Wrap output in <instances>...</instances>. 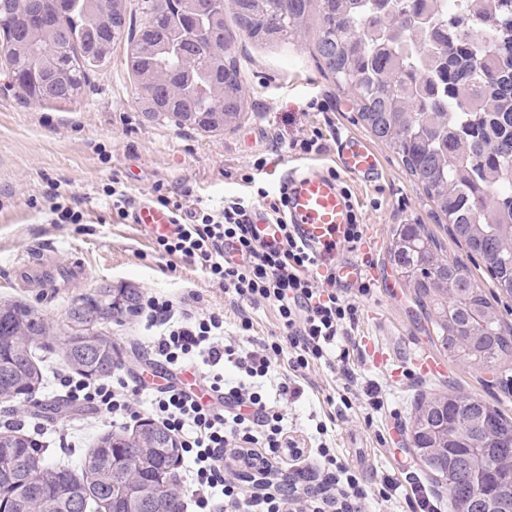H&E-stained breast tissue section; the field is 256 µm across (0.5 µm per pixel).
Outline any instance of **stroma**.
I'll list each match as a JSON object with an SVG mask.
<instances>
[{"instance_id": "obj_1", "label": "stroma", "mask_w": 512, "mask_h": 512, "mask_svg": "<svg viewBox=\"0 0 512 512\" xmlns=\"http://www.w3.org/2000/svg\"><path fill=\"white\" fill-rule=\"evenodd\" d=\"M316 15L288 41L257 45L231 31L229 57L236 63L246 111L237 126L220 133L179 128L164 118L144 114L138 83L128 65L129 45L117 39L107 62L91 71L82 91L71 99L33 103L21 98L0 50V301L35 305L53 330L64 324L73 300L102 286L134 288L179 301L188 293L201 296L204 306L222 312L226 331H233L236 312L222 288L194 266L178 263L168 272L152 256V236L140 225L119 218L104 189L120 179L137 204L149 203L156 187L170 190L181 183L193 188L196 199L216 207L224 198L246 194L240 175L255 158L265 156L262 180L278 188L288 169L328 171L336 166V144L355 133L358 124L351 96L322 74L315 58ZM321 129L324 153L299 157L288 145ZM383 161L376 182L365 184L347 177L369 240L371 261L383 273L369 295L358 296L362 317L356 342L361 367L382 387L388 407L366 423L362 413L337 420L332 438L343 457L361 463L368 475L378 472L428 473L411 439V415L416 404L436 394H465L498 406L512 415V357L489 371L447 359L445 375H421L413 366L415 352L441 354L424 310L389 259L398 225L422 224L435 236L445 256L467 266L486 292L494 286L484 267L471 261L465 245L451 234L443 215L408 174L398 156L378 145ZM80 200L84 220L56 224L50 214L53 187ZM46 256L55 272L52 287L36 279H16L17 266ZM119 349V366L129 378L156 383L162 366L144 349V330L138 317L100 324ZM48 382L36 393L37 404L13 402V417L23 435L43 424L45 456L55 464L78 469L83 455L98 437L110 432L109 420L90 409L55 397L54 375L63 368L56 340L36 351ZM341 373L311 370L301 397L284 406L288 429L298 439L315 437L323 419L325 396L341 392ZM73 429L76 445L55 446L58 425Z\"/></svg>"}]
</instances>
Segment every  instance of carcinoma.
Masks as SVG:
<instances>
[{
	"label": "carcinoma",
	"mask_w": 512,
	"mask_h": 512,
	"mask_svg": "<svg viewBox=\"0 0 512 512\" xmlns=\"http://www.w3.org/2000/svg\"><path fill=\"white\" fill-rule=\"evenodd\" d=\"M50 27L21 51L27 14L0 0V42L28 98L65 100L107 58L115 25L126 28L124 0H42ZM237 29L261 43L282 41L318 8L320 69L353 96L357 120L401 159L448 218L455 238L479 259L495 287L512 297V0H466L448 13L438 0H229ZM188 0H139L129 28L135 77L147 72L178 88L159 115L176 126L217 132L237 124L245 105L240 72L210 57L204 67L186 25ZM278 21L272 22L270 18ZM224 47V12L203 21ZM390 260L427 312L442 349L458 361L492 368L512 355L485 288L443 256L421 224L395 230ZM134 288H100L71 303L59 346L64 363L110 377L119 353L97 324L137 312ZM51 333L40 310L0 303V401L43 384L34 350ZM412 442L454 512H512V417L472 396H434L413 416ZM180 460L176 440L155 423L126 437L109 432L84 455L80 472L50 464L34 443L0 432V494L11 512H181L167 482Z\"/></svg>",
	"instance_id": "carcinoma-1"
}]
</instances>
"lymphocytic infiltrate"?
Segmentation results:
<instances>
[{"mask_svg": "<svg viewBox=\"0 0 512 512\" xmlns=\"http://www.w3.org/2000/svg\"><path fill=\"white\" fill-rule=\"evenodd\" d=\"M265 157L256 158L240 179L250 185L244 196L225 200L222 208H188L190 189L156 192L155 206L169 211L176 226L172 234L155 239L159 258L177 257L195 265L236 300L235 335L225 336L223 315L176 308L164 296H146L138 310L148 332L149 351L156 361L183 371L197 369L212 403L173 382L154 389L152 418L180 443L190 463L184 484L190 512H369L373 498L389 502L403 498L406 512H442L438 499L420 479L407 482L385 475L372 490L361 470L342 458L336 448L318 443L300 448L284 422L283 403L299 394L300 380L311 367L340 369L343 395L328 398L325 420L315 427L328 432L329 424L351 410L350 392L361 387L365 409L374 414L385 404L375 380L350 366L356 350L355 334L361 309L346 298L331 274L319 271L318 248L303 241L292 224H281V244L267 248L251 222L255 207L270 216L284 214L287 188L267 189L260 179ZM272 306L277 335L254 339L249 306ZM285 373L275 374L279 361ZM276 379V395L268 397L261 382ZM59 392L123 425L136 418L129 399V383L120 374L109 378L58 376ZM291 463L296 471L288 493L276 491L278 465ZM242 464L256 471V491L250 492L229 469Z\"/></svg>", "mask_w": 512, "mask_h": 512, "instance_id": "lymphocytic-infiltrate-1", "label": "lymphocytic infiltrate"}]
</instances>
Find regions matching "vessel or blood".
Instances as JSON below:
<instances>
[{
	"instance_id": "obj_1",
	"label": "vessel or blood",
	"mask_w": 512,
	"mask_h": 512,
	"mask_svg": "<svg viewBox=\"0 0 512 512\" xmlns=\"http://www.w3.org/2000/svg\"><path fill=\"white\" fill-rule=\"evenodd\" d=\"M336 158L338 168L358 181L367 183L380 174L379 154L360 136L350 134L340 140ZM287 181L286 222L297 225L302 238L309 244L319 247L342 244L350 222L351 202L343 194L337 179L311 171L288 175ZM132 221L147 227L155 235L169 233L174 225L166 210L150 204L137 207ZM253 222L267 245L278 244L277 225L266 211L255 210Z\"/></svg>"
}]
</instances>
